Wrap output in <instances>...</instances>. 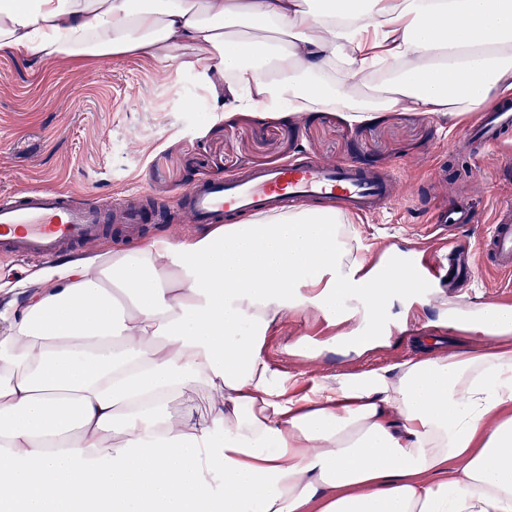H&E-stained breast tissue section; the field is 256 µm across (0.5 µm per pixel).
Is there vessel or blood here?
I'll return each instance as SVG.
<instances>
[{
	"label": "vessel or blood",
	"mask_w": 512,
	"mask_h": 512,
	"mask_svg": "<svg viewBox=\"0 0 512 512\" xmlns=\"http://www.w3.org/2000/svg\"><path fill=\"white\" fill-rule=\"evenodd\" d=\"M512 127V108L481 114L475 129L483 148L498 146L503 129ZM390 180L376 179L348 164L326 165L306 157L246 177L200 180L179 197L178 204L197 224L277 214L312 201L340 202L358 214L371 212L390 199ZM107 215L101 209L78 206L72 196L54 188H35L0 194V252L19 262L55 259L66 247L87 246L105 232ZM441 243L426 257L409 253L408 267L416 281L433 286L453 274L458 242L440 232ZM494 265L512 272V219H499L489 240Z\"/></svg>",
	"instance_id": "vessel-or-blood-1"
}]
</instances>
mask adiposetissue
<instances>
[{
  "instance_id": "1",
  "label": "adipose tissue",
  "mask_w": 512,
  "mask_h": 512,
  "mask_svg": "<svg viewBox=\"0 0 512 512\" xmlns=\"http://www.w3.org/2000/svg\"><path fill=\"white\" fill-rule=\"evenodd\" d=\"M175 50L228 113L462 116L512 96V0L0 5V53L22 61ZM349 238L340 209L298 207L1 284L0 512H512V308L470 326L493 349L302 391L267 359L289 311L338 323L354 296L369 326L339 344L382 340L415 283L394 257L362 271Z\"/></svg>"
}]
</instances>
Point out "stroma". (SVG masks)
I'll return each instance as SVG.
<instances>
[{
  "label": "stroma",
  "mask_w": 512,
  "mask_h": 512,
  "mask_svg": "<svg viewBox=\"0 0 512 512\" xmlns=\"http://www.w3.org/2000/svg\"><path fill=\"white\" fill-rule=\"evenodd\" d=\"M475 122L471 114L452 123L404 109L358 125L332 111L228 115L213 101L206 66L182 55L167 62L145 55L80 66L0 54V191L58 186L80 205L109 211L138 190L146 215L140 238L161 231L179 241L199 230L175 204L193 182L244 176L303 155L394 178L395 197L377 217L345 215L365 267L428 244L433 215L451 202L471 207V223L455 229L454 237L477 257L501 199L512 197V131L504 145L484 153L474 138ZM475 275L474 294L442 288L408 307L394 303L386 338L362 355L294 347L304 336L321 344L354 330L362 314L354 300L340 324L290 312L264 352L302 384L393 366L419 354L423 337L447 335L458 307L512 292V276L490 264Z\"/></svg>",
  "instance_id": "1"
}]
</instances>
